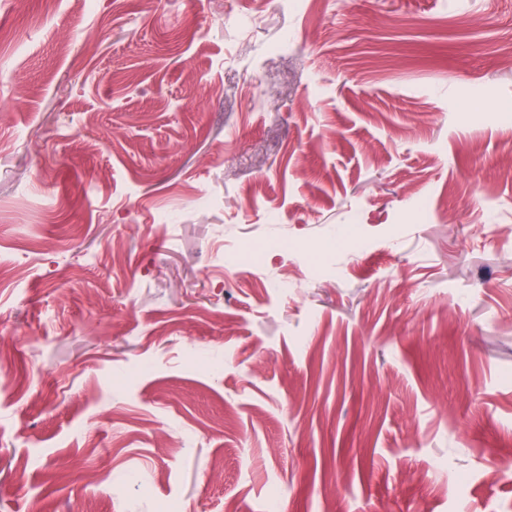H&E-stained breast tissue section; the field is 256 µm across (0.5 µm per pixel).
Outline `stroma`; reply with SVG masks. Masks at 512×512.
I'll return each mask as SVG.
<instances>
[{
    "instance_id": "35a3bbf8",
    "label": "stroma",
    "mask_w": 512,
    "mask_h": 512,
    "mask_svg": "<svg viewBox=\"0 0 512 512\" xmlns=\"http://www.w3.org/2000/svg\"><path fill=\"white\" fill-rule=\"evenodd\" d=\"M0 28V512H512V0Z\"/></svg>"
}]
</instances>
